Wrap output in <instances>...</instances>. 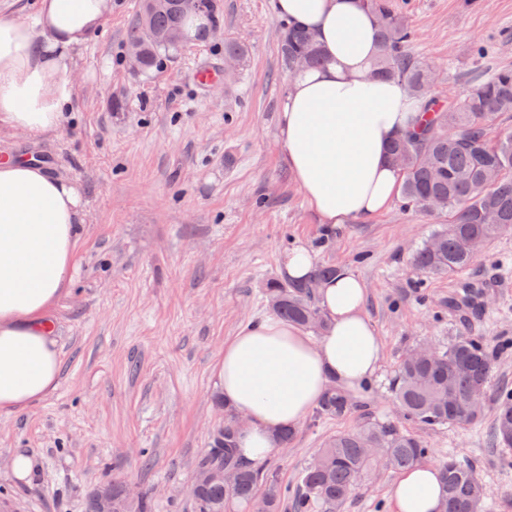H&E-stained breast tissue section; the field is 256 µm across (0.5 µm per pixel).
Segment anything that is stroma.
Wrapping results in <instances>:
<instances>
[{
  "mask_svg": "<svg viewBox=\"0 0 512 512\" xmlns=\"http://www.w3.org/2000/svg\"><path fill=\"white\" fill-rule=\"evenodd\" d=\"M213 30L185 42L149 73L127 62L140 0H112L102 32L79 52L69 115L50 140L0 135V151L35 156L76 180L87 207L73 286L51 316L62 374L54 392L19 413L0 412V512H84L94 486L118 480L152 496L154 512H197L189 487L212 431L224 344L269 314L262 290L279 278L282 250L312 247L315 262L352 269L384 361L355 405L401 420L389 385L407 349L467 333L501 344L481 421L425 432L431 463L471 464L490 490L486 512H512L508 453L487 443L500 384L512 386V235L483 247L467 270L419 272L411 257L435 220L399 202L371 222L321 224L295 184L277 139L288 86L284 20L274 0H214ZM410 19L412 50L436 67V92L462 94L473 72L512 67V0H392ZM248 49L237 70L198 88L195 71L224 67V44ZM486 55L477 56L476 46ZM480 314L459 323L448 299L468 282ZM355 416L312 423L265 466L288 485ZM20 448L39 472L8 468ZM396 471L376 465L341 512H391Z\"/></svg>",
  "mask_w": 512,
  "mask_h": 512,
  "instance_id": "obj_1",
  "label": "stroma"
}]
</instances>
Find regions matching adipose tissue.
I'll use <instances>...</instances> for the list:
<instances>
[{"label":"adipose tissue","instance_id":"1","mask_svg":"<svg viewBox=\"0 0 512 512\" xmlns=\"http://www.w3.org/2000/svg\"><path fill=\"white\" fill-rule=\"evenodd\" d=\"M274 7L329 57L288 83L278 123L288 168L322 223L371 219L396 193L400 175L386 148L421 119L418 105L400 82L369 77L379 47L375 16L362 0H275ZM111 10V0H39L33 22L0 16V131L35 139L60 132L75 56ZM86 221L73 180L0 152V410H25L57 387L50 314L73 284ZM366 296L357 275L342 269L319 290L329 328L318 340L268 316L225 342L219 388L246 421L237 433L245 461L273 457L278 432L301 423L328 384L356 390L379 373L383 347ZM437 473L423 463L400 474L392 512H439Z\"/></svg>","mask_w":512,"mask_h":512}]
</instances>
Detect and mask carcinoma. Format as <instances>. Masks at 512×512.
<instances>
[{"instance_id":"1","label":"carcinoma","mask_w":512,"mask_h":512,"mask_svg":"<svg viewBox=\"0 0 512 512\" xmlns=\"http://www.w3.org/2000/svg\"><path fill=\"white\" fill-rule=\"evenodd\" d=\"M363 2L378 20L379 52L372 73L403 83L427 114L425 122L387 147L388 162L401 174V207L425 217L448 216V223L437 225L417 247L412 263L436 276L464 271L477 261L483 245L512 233V132L498 137L490 133L499 114L512 112V67L474 75L466 94L441 106L433 93L432 69L409 52L413 31L406 18L392 8L391 0ZM185 20L173 3L157 8L153 0H141L129 45L141 51L143 72L154 68L160 55L177 49L163 36L183 29ZM281 54L291 77L325 63L313 35L300 27L283 29ZM335 275L334 267L322 265L309 281L268 283L263 295L282 319L323 333L328 320L317 304V288ZM418 349L416 345L405 354L391 383L404 417L424 430L478 422L481 415L472 414V406L488 389L498 349L470 336L454 337L436 347L432 357L415 354ZM351 410L348 396L333 386L322 396L313 419L343 417ZM224 415V426L212 434L196 469L222 467L235 472L236 483L192 488L198 512H229L235 502L251 503L253 512H282L285 506L290 512H336V504L352 495L375 461L407 471L430 455L422 436L364 410L354 430L329 438L300 469L290 495L274 472L238 459L236 412L226 406ZM488 441L494 448H512V388L499 391ZM439 480L442 512H482L490 491L475 480L468 465L448 458L439 465ZM111 486L117 512H152L147 494L130 498L121 482Z\"/></svg>"}]
</instances>
